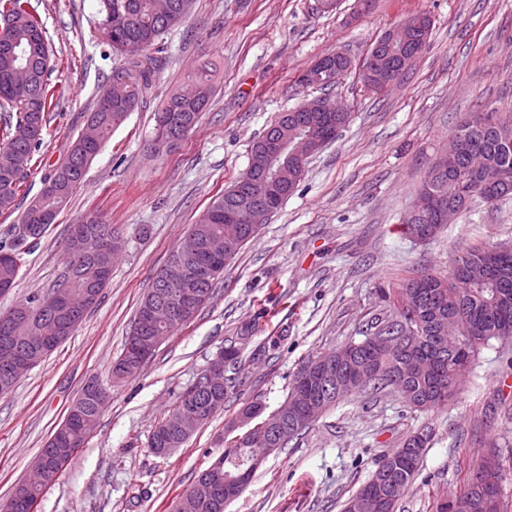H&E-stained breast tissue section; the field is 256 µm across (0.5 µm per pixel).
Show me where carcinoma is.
Masks as SVG:
<instances>
[{
	"label": "carcinoma",
	"mask_w": 512,
	"mask_h": 512,
	"mask_svg": "<svg viewBox=\"0 0 512 512\" xmlns=\"http://www.w3.org/2000/svg\"><path fill=\"white\" fill-rule=\"evenodd\" d=\"M98 26L112 27L111 39L106 42L110 51L121 56V67L132 74L131 82L126 85L125 97L120 101L112 100L109 88L97 95L93 111L86 114L92 121L95 140L91 143L77 138L71 142L61 162L44 177L43 189L28 204L22 224L26 227L40 226L38 233H13L0 244V287L14 285L19 271L25 262V255L31 252L36 241L47 228L55 223L57 217L66 210L72 196L80 189L95 157L100 153L112 132L120 127L131 112L143 103L144 97L152 89L156 76L159 54L163 52V36L172 28L180 25L192 8L193 0H173L172 16L167 20L157 18L155 0H99ZM9 21L6 28L0 27V104L8 107L10 115L0 125V212L8 213L15 209L18 191L31 169L33 155L43 143L44 131L51 112L57 101V88L52 85L51 74L54 66L46 65L44 54H53V50L41 18L30 6L29 0H0V23ZM131 43L143 45V54L137 58L126 56L123 46ZM25 51V59L30 64V82L20 83L13 75L21 61L14 55L16 51ZM216 77V67L207 61L197 68L191 76L190 87L169 93L157 120L168 119L174 128H184L188 133L190 126H184L190 113L201 118L208 105L212 81ZM494 112H477L469 117L472 124H482L473 131L468 139V149L480 153L487 167L512 171V124L496 123ZM434 193L451 198L465 189L471 195V201L481 200L493 204L499 197L490 195L481 185L466 178V169L458 164L451 174L433 181ZM234 207V202L217 197L197 217L190 230L203 239L224 237V211ZM82 234L89 247L78 251L66 244L67 264L59 284L50 291L63 297L86 298L91 292L100 296L106 288L109 278L98 279L95 267L100 263L101 248L108 236L111 225L104 223L94 213L84 215L79 221ZM485 248L472 246L466 250L461 262L469 265V274L461 275L452 270L447 277L419 272V277L428 280V287L420 295V303L413 301L404 304L411 295L410 284L414 278L403 280L392 291L393 311L385 317H377L366 329L364 339L352 342L359 350L361 373L367 374L371 363L379 365L381 374L362 384L357 392L389 391L402 402L421 399L418 411H432L455 400L457 393L451 389L460 386L462 378L469 374L472 364L480 350L491 341L512 339V303L503 309L494 303L491 283L484 282L481 263ZM223 274L207 275V258L201 257L189 271L184 287L206 286L200 305H205L213 295L215 283ZM496 279L507 285L512 295V249L501 254ZM48 294V295H50ZM48 295L28 298L20 305L26 307L25 315L12 321L16 308L0 314V336L4 335V326L10 325V335L22 341L35 334L44 317L40 303L47 301ZM444 314L455 318L465 330V346L459 351L442 350L437 340L438 324L429 326L428 333L421 345V361L409 374L404 375L410 354L406 348L396 345L387 350H377L371 336L374 332L399 336L403 325L417 326L423 317ZM234 390V379L225 378L224 387L212 399L205 418H210L224 408L229 392ZM101 412L99 400L82 394L70 407L66 422L69 423L68 438L79 439L82 435L94 431ZM419 437V453L409 462L382 454L375 470L389 471L391 478L410 487L417 476L430 436L422 432L411 433L405 441ZM258 447L250 444V438L231 439L224 448V469L244 476L249 483L253 468L251 457ZM479 468H473L466 480L461 497L457 500L455 512H508V505L502 497H483L470 490L478 480ZM172 512H215L208 506L200 492L192 486L180 493L172 504Z\"/></svg>",
	"instance_id": "carcinoma-1"
}]
</instances>
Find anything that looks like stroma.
<instances>
[{"label":"stroma","mask_w":512,"mask_h":512,"mask_svg":"<svg viewBox=\"0 0 512 512\" xmlns=\"http://www.w3.org/2000/svg\"><path fill=\"white\" fill-rule=\"evenodd\" d=\"M54 51L60 88L17 211L0 213L8 237L84 126L120 60L106 55L97 0H31ZM428 13L429 44L401 80L384 90L359 74L370 45L408 15ZM155 83L92 162L85 185L26 255L0 312L48 293L66 267L70 227L99 213L122 253L97 304L69 338L0 395V501L29 479L36 455L64 422L84 386L109 393L86 444L48 487L37 512H170L199 471L220 454L242 403L267 412L284 401L309 360L362 339L389 314L382 290L429 269L451 273L466 248L512 246V198L477 204L430 243L405 235L425 172L472 112L512 117V0H355L323 12L316 0H196L164 36ZM332 51L354 67L328 89L350 113L335 141L310 158L295 192L225 267L206 307L168 336L133 378L111 377L139 303L198 215L247 168L252 145L282 112L312 99L301 73ZM217 66L198 125L171 151H154V114L203 61ZM247 339H240L241 328ZM281 337L279 349L268 339ZM241 366L236 387L181 448L159 457L148 446L176 395L225 346ZM512 342L482 349L454 404L420 413L391 394L356 393L331 407L298 439L269 454L224 512H343L384 452L413 432L431 441L397 512H442L468 471L495 448L512 500Z\"/></svg>","instance_id":"obj_1"}]
</instances>
